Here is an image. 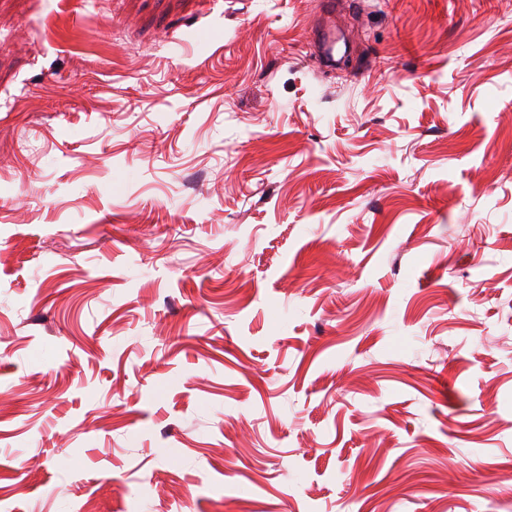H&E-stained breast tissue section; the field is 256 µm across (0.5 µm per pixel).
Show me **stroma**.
I'll return each mask as SVG.
<instances>
[{
  "label": "stroma",
  "mask_w": 512,
  "mask_h": 512,
  "mask_svg": "<svg viewBox=\"0 0 512 512\" xmlns=\"http://www.w3.org/2000/svg\"><path fill=\"white\" fill-rule=\"evenodd\" d=\"M0 0V512H512V0Z\"/></svg>",
  "instance_id": "1"
}]
</instances>
